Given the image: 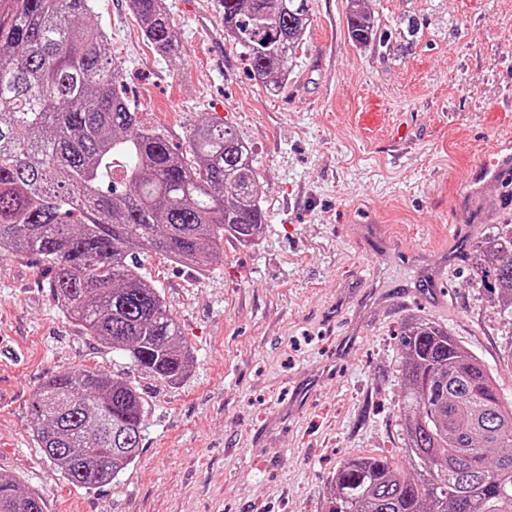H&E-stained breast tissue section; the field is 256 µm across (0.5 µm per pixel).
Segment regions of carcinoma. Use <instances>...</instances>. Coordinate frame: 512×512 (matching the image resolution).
Instances as JSON below:
<instances>
[{"instance_id":"cac0c4a2","label":"carcinoma","mask_w":512,"mask_h":512,"mask_svg":"<svg viewBox=\"0 0 512 512\" xmlns=\"http://www.w3.org/2000/svg\"><path fill=\"white\" fill-rule=\"evenodd\" d=\"M224 32L276 91L310 25L309 0H218ZM159 55L178 46L165 0H131ZM94 0H0V260L48 264L59 310L136 371L182 380L194 356L141 254L159 250L197 271L224 240L251 245L267 224L252 154L228 123L205 118L188 152L145 126L124 97L119 64L92 20ZM348 32L376 35L365 0H348ZM473 260L512 318V224L474 244ZM402 449L344 460L328 512H512V402L448 328L412 318L399 340ZM145 402L130 381L73 368L50 375L31 402L32 435L60 476L109 485L142 450ZM0 512H45L0 472Z\"/></svg>"}]
</instances>
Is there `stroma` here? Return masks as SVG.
Segmentation results:
<instances>
[{"instance_id": "obj_1", "label": "stroma", "mask_w": 512, "mask_h": 512, "mask_svg": "<svg viewBox=\"0 0 512 512\" xmlns=\"http://www.w3.org/2000/svg\"><path fill=\"white\" fill-rule=\"evenodd\" d=\"M178 48L158 55L131 0H97L140 120L186 147L200 120L231 123L251 148L268 224L229 241L200 273L142 255L192 347L169 384L60 314L41 258L0 261V471L47 512H326L347 458L403 463L398 335L429 319L478 355L512 401V320L474 268L475 242L512 221V185L469 172L512 133V0H368L377 34L348 33L347 0H310L288 82L256 83L224 33L218 0H166ZM383 226L412 256L354 238ZM446 250L436 287L416 256ZM75 366L131 380L145 431L111 484H68L37 447L30 403Z\"/></svg>"}]
</instances>
